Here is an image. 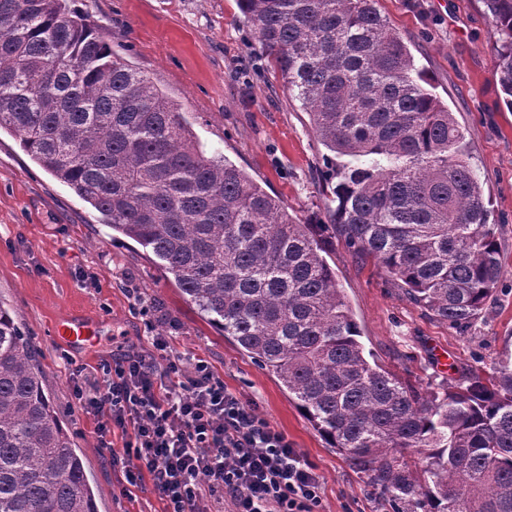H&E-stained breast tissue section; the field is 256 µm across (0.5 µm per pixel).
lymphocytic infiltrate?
<instances>
[{
  "label": "lymphocytic infiltrate",
  "instance_id": "obj_1",
  "mask_svg": "<svg viewBox=\"0 0 512 512\" xmlns=\"http://www.w3.org/2000/svg\"><path fill=\"white\" fill-rule=\"evenodd\" d=\"M83 409L130 430L119 463L129 485L150 477L164 512H321V483L280 431L216 379L204 360L186 366L162 339L103 366Z\"/></svg>",
  "mask_w": 512,
  "mask_h": 512
}]
</instances>
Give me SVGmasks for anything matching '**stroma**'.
<instances>
[{"instance_id": "stroma-1", "label": "stroma", "mask_w": 512, "mask_h": 512, "mask_svg": "<svg viewBox=\"0 0 512 512\" xmlns=\"http://www.w3.org/2000/svg\"><path fill=\"white\" fill-rule=\"evenodd\" d=\"M114 51L184 112L194 136L277 197L300 223L325 219L324 147L279 73L260 65L237 0H76ZM418 67L471 142V164L492 201L502 277L480 318L460 331L411 303L375 260L329 240L360 340L401 381L454 385L487 375L512 352V112L492 76L499 39L482 0H380ZM0 298L39 349L44 383L85 457L98 512H164L150 479L127 488L124 470L99 448V414L82 411L77 387L101 364L165 338L173 352L205 360L225 388L285 434L321 481L324 512H384L367 477L330 448L280 381L221 336L163 275L153 254L110 226L67 185L0 133ZM85 318L96 341L74 347L57 325Z\"/></svg>"}]
</instances>
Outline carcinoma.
I'll list each match as a JSON object with an SVG mask.
<instances>
[{"label": "carcinoma", "instance_id": "obj_1", "mask_svg": "<svg viewBox=\"0 0 512 512\" xmlns=\"http://www.w3.org/2000/svg\"><path fill=\"white\" fill-rule=\"evenodd\" d=\"M252 45L310 116L336 206L299 224L210 155L146 75L69 0H0V130L261 368L391 512H512V355L422 391L379 365L316 232L371 256L406 297L463 330L502 274L470 145L379 0H238ZM512 111V0H483ZM419 456L422 477L400 461ZM0 512H97L43 385L37 349L0 302Z\"/></svg>", "mask_w": 512, "mask_h": 512}]
</instances>
